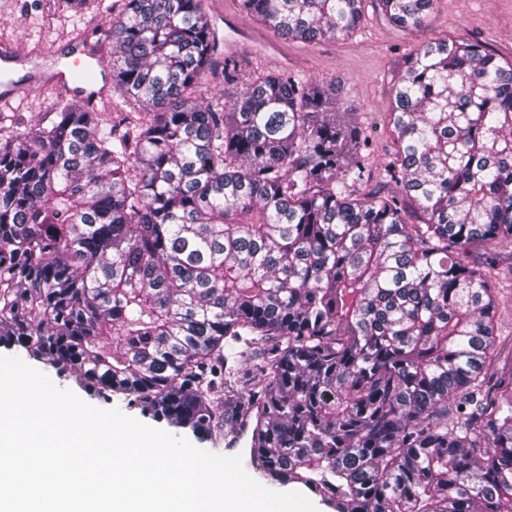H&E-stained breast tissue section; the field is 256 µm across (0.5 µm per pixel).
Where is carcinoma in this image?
<instances>
[{
    "label": "carcinoma",
    "instance_id": "obj_1",
    "mask_svg": "<svg viewBox=\"0 0 512 512\" xmlns=\"http://www.w3.org/2000/svg\"><path fill=\"white\" fill-rule=\"evenodd\" d=\"M435 0H379L420 30ZM112 91L0 112V344L334 512H512V374L487 389L512 247V64L421 43L393 92L402 196L353 194L336 86L267 73L224 101L202 0H123ZM279 36L349 37L363 0H240ZM418 223H409L410 218ZM456 421L448 423V409Z\"/></svg>",
    "mask_w": 512,
    "mask_h": 512
}]
</instances>
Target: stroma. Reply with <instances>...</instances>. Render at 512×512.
<instances>
[{
  "label": "stroma",
  "mask_w": 512,
  "mask_h": 512,
  "mask_svg": "<svg viewBox=\"0 0 512 512\" xmlns=\"http://www.w3.org/2000/svg\"><path fill=\"white\" fill-rule=\"evenodd\" d=\"M207 19L217 38L238 39L235 88L244 89L264 73H286L332 81L369 135L370 159L360 193L387 195L397 187L385 166L398 151L389 122L393 89L408 59L422 42L466 37L488 46L512 63V0H436L425 28L404 30L383 15L377 0H365L362 20L352 37L307 44L282 39L273 29L242 14L240 0H205ZM109 16L100 0H86L80 16H60L57 0H0V40L27 52L63 49L66 40L87 29L104 32ZM499 271L500 315L496 322L499 357L496 374L512 372V249L494 254Z\"/></svg>",
  "instance_id": "stroma-1"
}]
</instances>
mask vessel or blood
I'll return each instance as SVG.
<instances>
[{"label":"vessel or blood","instance_id":"vessel-or-blood-1","mask_svg":"<svg viewBox=\"0 0 512 512\" xmlns=\"http://www.w3.org/2000/svg\"><path fill=\"white\" fill-rule=\"evenodd\" d=\"M103 54L100 43L84 38L71 40L63 59L54 55H26L12 44L1 42L0 68L23 69L25 79L21 82L0 80V99H10L24 88L56 86L73 97L96 104L105 92L98 76Z\"/></svg>","mask_w":512,"mask_h":512}]
</instances>
